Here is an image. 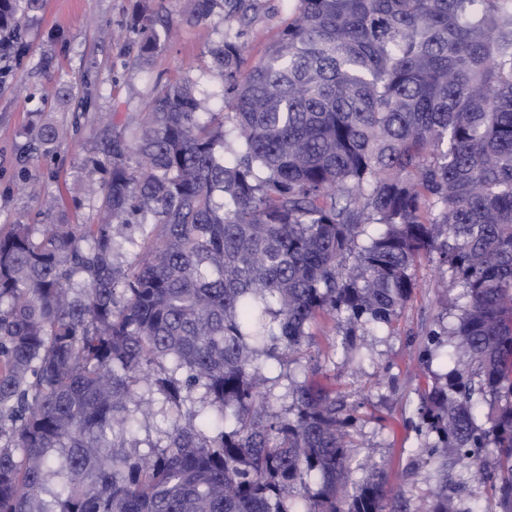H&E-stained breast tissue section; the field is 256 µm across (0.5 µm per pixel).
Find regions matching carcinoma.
<instances>
[{
  "mask_svg": "<svg viewBox=\"0 0 512 512\" xmlns=\"http://www.w3.org/2000/svg\"><path fill=\"white\" fill-rule=\"evenodd\" d=\"M42 3L0 0V74ZM226 7L251 9L186 22ZM129 31L145 64L171 26ZM209 55L221 90L167 84L120 127L85 92L91 222L0 232V512H407L382 464L351 478L357 408L320 365L277 412L258 361L325 317L362 358L422 258L458 289L419 359L444 357L416 409L429 512H483L450 465L512 512V0H297L264 61ZM63 134L33 127L20 159ZM169 408L164 440L126 446Z\"/></svg>",
  "mask_w": 512,
  "mask_h": 512,
  "instance_id": "carcinoma-1",
  "label": "carcinoma"
}]
</instances>
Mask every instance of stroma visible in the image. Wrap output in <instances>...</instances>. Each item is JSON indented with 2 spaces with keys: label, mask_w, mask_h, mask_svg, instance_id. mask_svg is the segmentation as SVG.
<instances>
[{
  "label": "stroma",
  "mask_w": 512,
  "mask_h": 512,
  "mask_svg": "<svg viewBox=\"0 0 512 512\" xmlns=\"http://www.w3.org/2000/svg\"><path fill=\"white\" fill-rule=\"evenodd\" d=\"M254 20L242 26L239 14L225 12L208 24L184 21L187 0H44V8L27 32L29 54L0 81V229L23 220L33 221L37 202L46 194L77 184L84 158L94 149L89 126L73 127L86 90L102 95V109L114 122L142 109L155 89L183 77L195 79L200 90L219 89L221 80L211 70L206 54L209 40L227 39L246 45L248 65L260 62L292 16L294 0H252ZM149 8L173 19L174 34L157 50L150 64L137 59L138 44L131 38L107 43L101 30L125 28L132 15ZM69 126L52 155L31 153L18 162V148L34 121ZM415 293L402 310L393 332L363 336L366 357L352 363L336 355L319 358L321 338H314L303 354L283 367L285 377L272 385L273 407L283 410L288 379L303 380L311 361L322 366L321 382L358 405L360 418L354 440L362 455L386 464L393 495L406 500L409 512H428L432 468L412 461L417 445L412 423L419 395L427 380L417 356L426 330L443 315L441 295L448 287L435 264L421 259L414 268Z\"/></svg>",
  "instance_id": "35a3bbf8"
}]
</instances>
